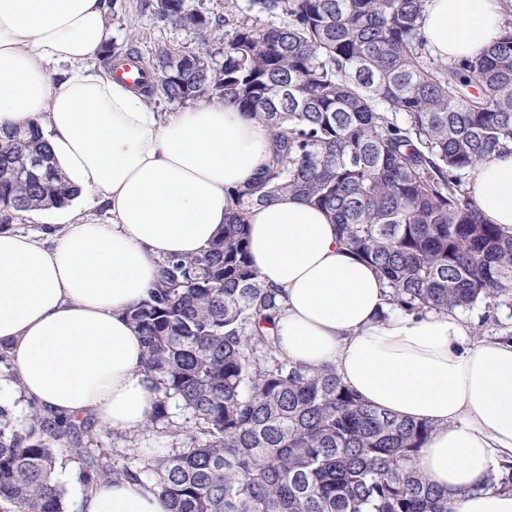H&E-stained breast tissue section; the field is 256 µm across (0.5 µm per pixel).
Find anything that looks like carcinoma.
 <instances>
[{
    "mask_svg": "<svg viewBox=\"0 0 512 512\" xmlns=\"http://www.w3.org/2000/svg\"><path fill=\"white\" fill-rule=\"evenodd\" d=\"M426 0H249L230 28L198 0H150L191 45L159 47L147 100L232 104L270 132L264 165L227 193L224 229L200 253L157 262L126 311L159 393L144 428L173 438L174 399L190 445L144 460L167 512H455L417 457L434 426L363 400L330 365L280 357L279 290L248 250L251 208L293 193L326 210L374 269L388 302L454 312L512 294V233L486 224L461 176L512 142V30L478 57L434 64L420 35ZM284 22L260 26L250 12ZM77 190L33 125L0 137V229ZM96 422L33 407L26 428L0 408V502L64 512L56 452L92 488L142 471L94 447Z\"/></svg>",
    "mask_w": 512,
    "mask_h": 512,
    "instance_id": "1",
    "label": "carcinoma"
}]
</instances>
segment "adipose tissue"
Wrapping results in <instances>:
<instances>
[{"mask_svg": "<svg viewBox=\"0 0 512 512\" xmlns=\"http://www.w3.org/2000/svg\"><path fill=\"white\" fill-rule=\"evenodd\" d=\"M504 24L499 0H428L421 19L444 60L479 56ZM110 40L104 0H0V130L37 125L79 190L60 228L0 229V351L11 372L0 404L22 395L125 432L158 399L125 312L154 284L157 260L195 254L223 227L226 191L259 171L270 135L221 102L160 117L97 68ZM470 191L485 222L512 229V145L478 168ZM249 251L280 291L282 358L335 366L366 402L433 423L417 464L457 512H512V491L484 484L512 462V340L469 343L454 314L391 308L379 276L298 196L252 209ZM78 512L166 505L151 485L120 479L80 495Z\"/></svg>", "mask_w": 512, "mask_h": 512, "instance_id": "ef3b65f1", "label": "adipose tissue"}]
</instances>
